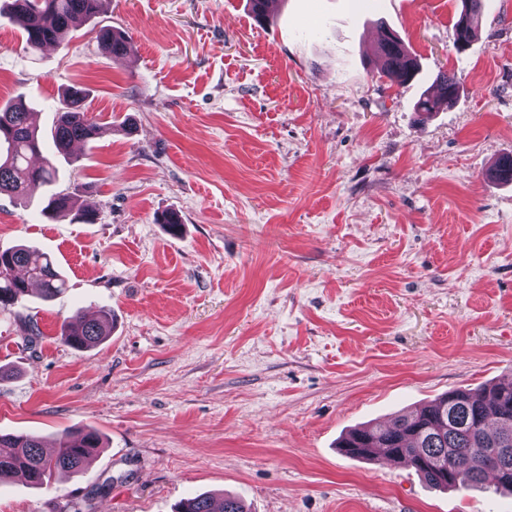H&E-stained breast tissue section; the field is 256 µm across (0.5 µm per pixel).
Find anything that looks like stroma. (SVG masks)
Listing matches in <instances>:
<instances>
[{
  "label": "stroma",
  "mask_w": 512,
  "mask_h": 512,
  "mask_svg": "<svg viewBox=\"0 0 512 512\" xmlns=\"http://www.w3.org/2000/svg\"><path fill=\"white\" fill-rule=\"evenodd\" d=\"M107 0L66 47L27 52L0 17V104L49 134L66 89L101 128L54 191L97 215L0 194V250L67 281L0 311V432L96 430L83 475L0 486V512H173L201 493L247 512H512L414 469L338 451L349 430L512 379V0L456 51L462 0ZM103 25L131 47L115 60ZM397 32L419 72L379 75ZM457 100L415 104L440 72ZM176 209L178 232L158 223ZM112 310L77 350L75 311ZM78 199L71 194L52 193L48 197L47 205L43 208V213L48 215L70 214L74 212L76 220L86 224H92L95 221V215L92 211L77 206ZM112 329V311L101 307L92 318H86L82 311L67 317L61 326L65 343L75 349H89L104 341Z\"/></svg>",
  "instance_id": "35a3bbf8"
}]
</instances>
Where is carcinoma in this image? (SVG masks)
<instances>
[{
	"label": "carcinoma",
	"mask_w": 512,
	"mask_h": 512,
	"mask_svg": "<svg viewBox=\"0 0 512 512\" xmlns=\"http://www.w3.org/2000/svg\"><path fill=\"white\" fill-rule=\"evenodd\" d=\"M105 0H9L0 16L19 26L25 48L37 52L52 45L64 47L69 35L103 9ZM481 0H463L455 23L454 43L470 44L481 21ZM100 47L115 59L128 50L126 37L108 25L96 31ZM379 47L389 56L382 73L393 83L412 80L418 63L402 40L386 31ZM440 98L421 97L415 111L429 113L439 101L453 103L459 93L455 77L438 76ZM84 91L72 88L64 95L63 107L56 110L51 129L55 153L65 156L74 142L89 143L100 127L88 118L83 108ZM41 152L36 128L28 106L19 96L0 106V194L28 197L57 179V168L48 158L38 166L32 158ZM493 176L512 182V156H504L493 168ZM71 194L52 193L43 213L74 214L86 224L95 221L93 212L77 206ZM40 285L42 299H50L67 289V282L45 253L24 245L0 251V310H5L30 295V284ZM112 329V311L100 308L92 318L76 311L61 326L65 343L75 349H89L104 341ZM454 421H449L450 412ZM102 448L94 431L63 432L53 454L44 453L39 437L31 434H0V482L25 473L34 487L48 484L55 472L81 474L95 457L88 449ZM351 456L372 458L376 448L415 470L431 488H480L495 476L496 490L512 494V461H502V449L512 448V379L489 388L457 389L413 411L395 416L387 424L371 423L349 431L340 442ZM176 512H246L233 497L198 494L180 502Z\"/></svg>",
	"instance_id": "carcinoma-1"
}]
</instances>
